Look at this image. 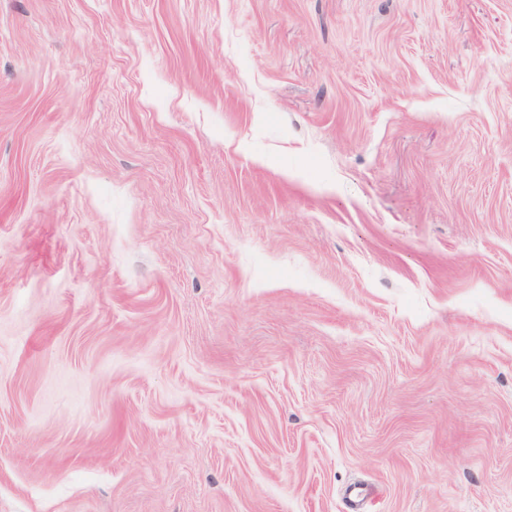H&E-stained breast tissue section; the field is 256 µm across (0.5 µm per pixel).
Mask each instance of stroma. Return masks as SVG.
<instances>
[{
	"label": "stroma",
	"instance_id": "35a3bbf8",
	"mask_svg": "<svg viewBox=\"0 0 512 512\" xmlns=\"http://www.w3.org/2000/svg\"><path fill=\"white\" fill-rule=\"evenodd\" d=\"M512 512V0H0V512Z\"/></svg>",
	"mask_w": 512,
	"mask_h": 512
}]
</instances>
